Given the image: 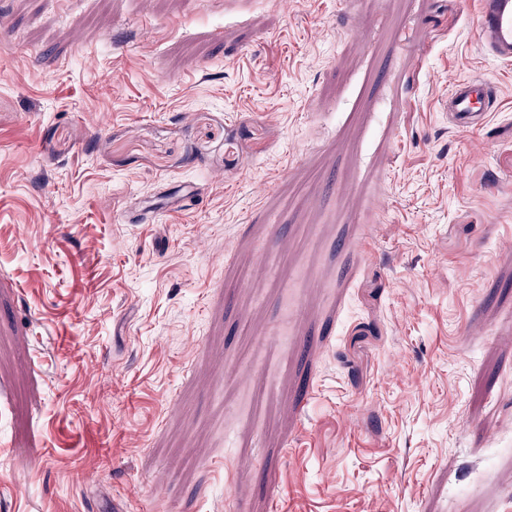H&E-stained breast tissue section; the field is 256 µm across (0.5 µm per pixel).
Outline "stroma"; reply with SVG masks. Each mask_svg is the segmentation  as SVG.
<instances>
[{
	"label": "stroma",
	"mask_w": 512,
	"mask_h": 512,
	"mask_svg": "<svg viewBox=\"0 0 512 512\" xmlns=\"http://www.w3.org/2000/svg\"><path fill=\"white\" fill-rule=\"evenodd\" d=\"M477 5L0 0V512H512ZM492 86L479 77H464L453 82L448 90L444 111L452 119L455 127L464 130H477L485 126L491 112Z\"/></svg>",
	"instance_id": "obj_1"
}]
</instances>
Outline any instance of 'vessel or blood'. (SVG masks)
<instances>
[{"instance_id": "vessel-or-blood-1", "label": "vessel or blood", "mask_w": 512, "mask_h": 512, "mask_svg": "<svg viewBox=\"0 0 512 512\" xmlns=\"http://www.w3.org/2000/svg\"><path fill=\"white\" fill-rule=\"evenodd\" d=\"M476 28L489 56L512 62V0H478ZM491 91V85L479 77L454 81L444 104L453 125L464 130L485 126L493 110Z\"/></svg>"}]
</instances>
